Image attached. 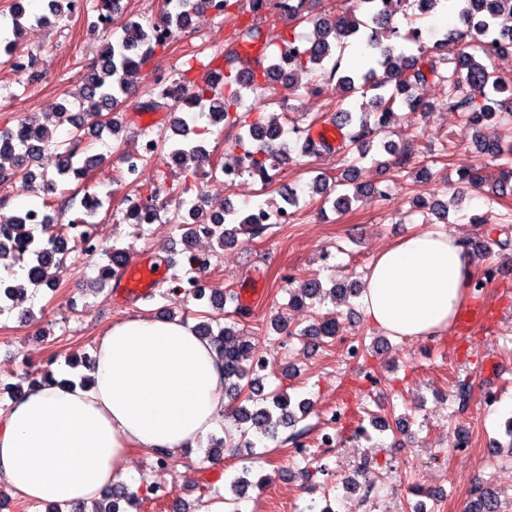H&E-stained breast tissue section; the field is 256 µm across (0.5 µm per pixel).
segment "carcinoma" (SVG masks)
I'll return each instance as SVG.
<instances>
[{
	"label": "carcinoma",
	"mask_w": 512,
	"mask_h": 512,
	"mask_svg": "<svg viewBox=\"0 0 512 512\" xmlns=\"http://www.w3.org/2000/svg\"><path fill=\"white\" fill-rule=\"evenodd\" d=\"M253 11L266 12L264 23L271 28L286 21L290 33L276 42L274 52H268L270 42L263 38L261 29L246 25L235 34L224 49V55L214 56L208 61L192 55L184 62V69L173 79L174 87L185 92L182 98L183 115L174 124L177 138L152 139L150 132L141 137L154 140L155 152L181 166L186 175L194 177L205 166L211 165V153L206 149L201 135L211 132L212 116L217 114L236 127L235 146L238 159H247L245 172L249 175L265 173L292 161L289 136L281 119L286 113L267 111L272 104H281V91L294 95L301 88L299 76L310 71H319L324 76L320 82L328 106L334 107L331 122L341 128L350 129L341 134L338 146L324 143L313 145L309 136H304L299 154L303 157H318L324 152L338 149L344 154L352 153L356 163L366 159L373 150L374 140H379L390 159L383 165L408 169L412 150L389 138L388 117L399 109H422L432 112L435 105L423 102L417 91L426 85H434L442 93L448 108L461 114L468 125L482 131L497 126H512V78L507 79L494 67L493 59L504 54L503 48L512 40V31L504 29L494 40L490 33L501 26V20L512 19V0H458L456 4L461 27L450 31L451 39L459 44L457 54L448 59L441 55L439 44L426 46L420 41L421 29L412 31V43L416 50L396 47L390 41L400 37L399 31L389 27L386 20L385 0H356L357 10L336 15L329 11L310 13L308 4L312 0H288L275 8L264 6L265 0H251ZM446 0H396L398 11H416L427 15L435 11ZM50 14L38 18V22L51 23L73 8L72 0H49ZM199 0H163L158 19L148 26L137 21L126 25L123 34L116 38L103 37L104 51L99 60L82 76L77 97L90 104V111L79 115V121L68 130L69 138L52 142L53 132L69 123L67 109L58 108L43 116V121L23 119L13 129L0 130V182H8L21 176L25 182L33 176L22 168L21 158L40 148L55 147L58 156L57 175L63 179L72 176L84 178L102 166L105 158L88 155L90 144L86 132L102 135L108 132L118 137L122 123L104 112L114 111L135 89L134 76L142 62L151 57L160 47L154 40L153 31L161 25L183 26L190 13L198 12ZM309 23L313 26L309 51L293 53L291 48L302 36L296 29ZM362 42L367 51L361 53L357 64L343 65L342 41ZM201 68L204 78L200 82L189 78L195 68ZM348 93H360L365 98L359 107L343 108L335 104L332 89ZM259 94V104L246 112L239 111L243 104V91ZM173 107L171 94L155 90L142 102L143 112H157ZM484 148L491 158L499 162L501 181L493 194L500 197L512 190V139L503 142V137L492 133L484 139ZM308 195H318L322 203H332L338 212L351 210L352 203L363 193V188L349 179L329 185V177L320 174L307 184ZM105 198L96 192H87L81 200V210L65 224H29L25 214L17 216L13 223L0 227V258L12 260L7 294L0 293V310L3 304L26 293L25 284L45 285L54 292L58 286L57 272L64 268L66 256L59 254L56 243L64 237V231L75 224L93 223ZM163 205L139 201L134 208L124 212V220L131 224H152L160 218ZM213 225L209 238L218 246L241 233L249 239L262 238L269 229L266 224H253L248 210L236 209L217 203L210 212ZM172 223L183 231L185 242L184 263L188 277L201 272L195 267L193 234L184 213H177ZM486 242L496 245L512 260V234L509 229L491 225L485 231ZM126 257L122 249L112 247L110 260L99 267V280L106 281L118 272L120 259ZM290 287L289 305L303 307L307 302L324 298L322 282L316 277L286 278ZM363 290L362 282L355 280L348 285L334 288L335 300L356 297ZM222 306L233 304L224 315L236 321L246 319L251 311L235 303L234 294L222 296ZM196 332L209 338L217 347L223 361L224 396L227 398L226 414L238 425H247L242 436L254 432L270 440L278 438V429L296 421L294 407L306 408L307 402L296 400L286 392L260 395L259 378L255 377L256 365L251 358L250 340L236 331L235 325H226L215 332L208 322L197 325ZM340 325L334 317H323L315 324L318 336L332 338L339 334ZM268 477L249 467L235 473L230 479L231 491L239 498L250 488H261ZM104 499L108 505L92 512H144L150 496L129 493L119 487ZM468 512H498L497 499L492 491L481 483L471 490Z\"/></svg>",
	"instance_id": "obj_1"
}]
</instances>
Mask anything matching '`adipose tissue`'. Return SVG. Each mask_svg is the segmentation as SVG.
Here are the masks:
<instances>
[{
	"label": "adipose tissue",
	"mask_w": 512,
	"mask_h": 512,
	"mask_svg": "<svg viewBox=\"0 0 512 512\" xmlns=\"http://www.w3.org/2000/svg\"><path fill=\"white\" fill-rule=\"evenodd\" d=\"M476 259L445 232L412 233L382 250L360 301L394 338L450 332L470 299ZM89 382L49 378L0 410V484L27 501L94 506L127 480L134 449L178 456L224 420L222 361L178 320L131 317L98 338Z\"/></svg>",
	"instance_id": "adipose-tissue-1"
}]
</instances>
